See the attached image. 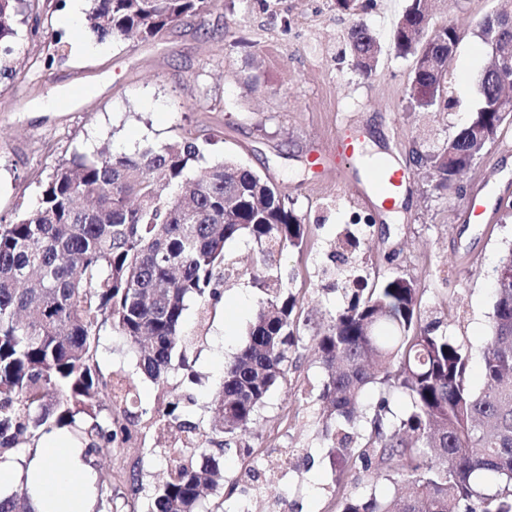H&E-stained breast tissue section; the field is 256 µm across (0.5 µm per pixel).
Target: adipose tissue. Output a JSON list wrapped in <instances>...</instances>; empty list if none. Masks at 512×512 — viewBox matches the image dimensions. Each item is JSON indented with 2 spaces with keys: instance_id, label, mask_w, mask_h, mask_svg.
I'll list each match as a JSON object with an SVG mask.
<instances>
[{
  "instance_id": "1",
  "label": "adipose tissue",
  "mask_w": 512,
  "mask_h": 512,
  "mask_svg": "<svg viewBox=\"0 0 512 512\" xmlns=\"http://www.w3.org/2000/svg\"><path fill=\"white\" fill-rule=\"evenodd\" d=\"M26 480L36 512H94L96 477L84 460V450L66 432L44 436L42 446L20 469L0 459V494Z\"/></svg>"
}]
</instances>
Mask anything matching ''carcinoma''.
<instances>
[{"mask_svg":"<svg viewBox=\"0 0 512 512\" xmlns=\"http://www.w3.org/2000/svg\"><path fill=\"white\" fill-rule=\"evenodd\" d=\"M22 0H0V69L14 55L12 38ZM430 0H409L394 24L391 46L413 58L409 98L437 110L457 46L446 24L419 35ZM208 0H92L87 25L102 39L147 40ZM353 67L375 69L381 44L364 25L346 38ZM480 103L455 134L431 152L424 167L435 189L453 190L472 163L512 122L482 71ZM483 132L480 139L477 132ZM195 138L115 155L103 146L77 154L50 174L37 205L0 224V454L69 428L85 456L121 448L133 438L139 414L133 380L105 374L97 355L111 329L135 354L140 373L168 381L175 351L186 365L190 338L181 335L185 302L217 305L224 279L243 273L267 291L248 337L224 363V379L202 428L181 421L179 403L151 418L184 433L167 480L151 495V512H203L206 492L224 486V449L241 443L269 392L287 381L299 341L293 295L269 268L274 252L302 246L306 225L281 189L229 156L198 177L203 159ZM254 244L252 266L241 272L228 258V241ZM361 240L347 231L337 241L351 265ZM512 247L493 275L491 330L483 352L485 386L468 384L469 357L425 318L417 281L395 273L369 285L366 269L340 279L344 305L313 338L327 380L318 418L336 464L338 512H512ZM379 385L408 397L394 419L386 397L351 437L343 425L357 418L366 393ZM393 485L395 495L362 497L347 491L357 463ZM0 512H35L28 489L0 498Z\"/></svg>","mask_w":512,"mask_h":512,"instance_id":"obj_1","label":"carcinoma"}]
</instances>
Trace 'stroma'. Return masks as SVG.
<instances>
[{"mask_svg": "<svg viewBox=\"0 0 512 512\" xmlns=\"http://www.w3.org/2000/svg\"><path fill=\"white\" fill-rule=\"evenodd\" d=\"M408 0H368L348 14L335 0H210L201 12L150 40H99L85 25H65L73 7L90 0H39V24L18 18L10 70L0 72V217L13 220L33 207L59 160L109 145L114 154L161 147L183 136L205 144V164L231 155L272 180L310 228L302 250L274 254V272L296 299L300 342L287 383L270 393L247 438L255 458L278 448L293 451L286 480L264 485L254 498L242 487L208 494L205 506L223 512H264L279 501L283 512H336L335 470L317 423L324 371L312 348L329 315L343 304L329 271L340 268L336 240L354 227L371 281L400 272L415 277L424 302L448 319V333L469 354V385L484 386L482 352L492 312V275L512 244V124L503 127L462 178L465 196L492 198L490 221L468 222L465 196L439 192L419 167L413 149L434 150L464 125L479 104L478 78L489 60L477 34L496 0H438L431 27L463 29L451 63L447 103L431 113L413 109L407 87L413 61L395 54L393 23ZM364 24L382 45L370 76L360 75L346 51L349 28ZM467 85H460L461 73ZM355 132L372 153L396 160L407 193L401 218L385 219L378 198L363 202L322 162L337 165L338 137ZM395 254L394 264L383 258ZM264 293L248 277L223 288L216 307L188 300L182 330L193 344L187 366L172 364L166 388L138 374L136 359L116 333L103 332L102 371L133 378L142 408L187 394L185 419L204 425L208 403L223 380L224 364L247 339ZM179 434L149 417L121 448L94 455L99 512H147L148 490L165 476ZM138 471L145 494L131 498L125 478Z\"/></svg>", "mask_w": 512, "mask_h": 512, "instance_id": "obj_1", "label": "stroma"}]
</instances>
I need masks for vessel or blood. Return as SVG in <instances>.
<instances>
[{
	"instance_id": "b4317fda",
	"label": "vessel or blood",
	"mask_w": 512,
	"mask_h": 512,
	"mask_svg": "<svg viewBox=\"0 0 512 512\" xmlns=\"http://www.w3.org/2000/svg\"><path fill=\"white\" fill-rule=\"evenodd\" d=\"M341 151L345 165L350 168L351 178L347 185L354 196L361 199L374 195L391 200L399 194L403 185L402 177L384 164H364L355 135L343 136Z\"/></svg>"
}]
</instances>
